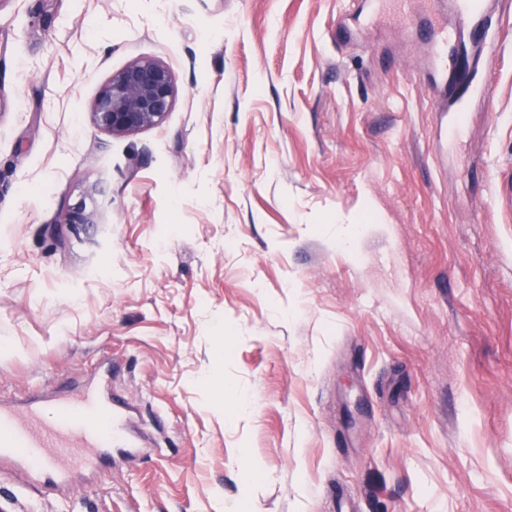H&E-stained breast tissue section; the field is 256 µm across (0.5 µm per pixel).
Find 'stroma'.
<instances>
[{
  "instance_id": "stroma-1",
  "label": "stroma",
  "mask_w": 512,
  "mask_h": 512,
  "mask_svg": "<svg viewBox=\"0 0 512 512\" xmlns=\"http://www.w3.org/2000/svg\"><path fill=\"white\" fill-rule=\"evenodd\" d=\"M374 6L0 0V398L112 361L157 442L72 492L0 461L7 512H512V0L441 69L430 0ZM137 57L175 101L112 137ZM175 98L171 69L162 62L138 57L101 88L90 105L95 126L110 136H126L160 125ZM100 190L97 184H92L87 193L77 203L70 205L64 215L62 224L75 228L77 226H92L99 224L97 210L88 208L86 199L91 200L92 194H99Z\"/></svg>"
}]
</instances>
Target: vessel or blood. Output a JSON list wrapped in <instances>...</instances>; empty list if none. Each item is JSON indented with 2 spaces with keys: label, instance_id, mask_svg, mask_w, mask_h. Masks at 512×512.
I'll use <instances>...</instances> for the list:
<instances>
[{
  "label": "vessel or blood",
  "instance_id": "vessel-or-blood-1",
  "mask_svg": "<svg viewBox=\"0 0 512 512\" xmlns=\"http://www.w3.org/2000/svg\"><path fill=\"white\" fill-rule=\"evenodd\" d=\"M456 10L471 31L492 25L485 0H456ZM111 375L107 369L75 391L40 390L22 405L0 404V457L21 462L32 483L56 488L104 449L136 456L137 443L126 438V406L106 387Z\"/></svg>",
  "mask_w": 512,
  "mask_h": 512
}]
</instances>
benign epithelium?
Masks as SVG:
<instances>
[{"mask_svg":"<svg viewBox=\"0 0 512 512\" xmlns=\"http://www.w3.org/2000/svg\"><path fill=\"white\" fill-rule=\"evenodd\" d=\"M174 98L171 69L158 60L138 57L111 76L92 101L90 113L99 130L121 137L160 125ZM98 193V186L91 185L81 200L69 206L62 223L72 228L98 223L97 210L87 206Z\"/></svg>","mask_w":512,"mask_h":512,"instance_id":"7a95c632","label":"benign epithelium"}]
</instances>
